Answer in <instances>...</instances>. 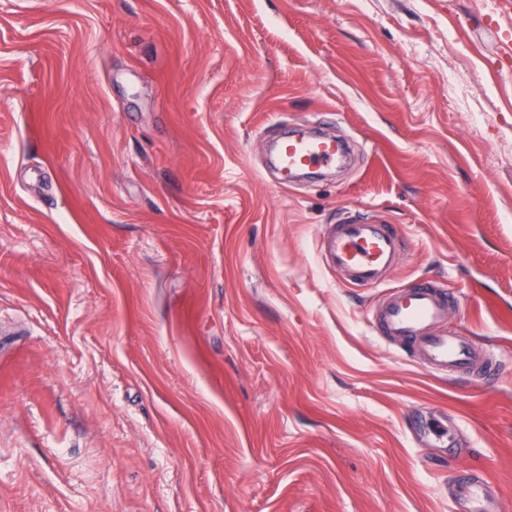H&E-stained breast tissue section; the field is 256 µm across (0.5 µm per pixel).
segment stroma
<instances>
[{
  "label": "stroma",
  "mask_w": 512,
  "mask_h": 512,
  "mask_svg": "<svg viewBox=\"0 0 512 512\" xmlns=\"http://www.w3.org/2000/svg\"><path fill=\"white\" fill-rule=\"evenodd\" d=\"M328 120L354 166L281 186ZM358 212L408 247L325 266ZM445 282L507 376L377 336ZM512 512L507 0H0V512ZM404 239L391 224L350 219L335 224L324 236L323 249L346 282L361 288L382 284L398 261ZM455 479L466 491V512H500L499 494L484 472L464 469Z\"/></svg>",
  "instance_id": "35a3bbf8"
}]
</instances>
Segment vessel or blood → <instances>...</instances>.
<instances>
[{
  "mask_svg": "<svg viewBox=\"0 0 512 512\" xmlns=\"http://www.w3.org/2000/svg\"><path fill=\"white\" fill-rule=\"evenodd\" d=\"M345 157V146L320 137L288 136L276 146L278 169L285 180L313 167L338 165ZM403 243L393 225L350 219L325 234L323 249L346 282L372 288L385 280L400 257ZM459 304L458 297L445 285L422 279L388 294L374 310L371 323L378 335L411 346L419 360L432 370L490 378L500 366L487 350L440 329L449 308ZM455 479L466 491V512H499V494L485 473L464 469Z\"/></svg>",
  "mask_w": 512,
  "mask_h": 512,
  "instance_id": "obj_1",
  "label": "vessel or blood"
}]
</instances>
